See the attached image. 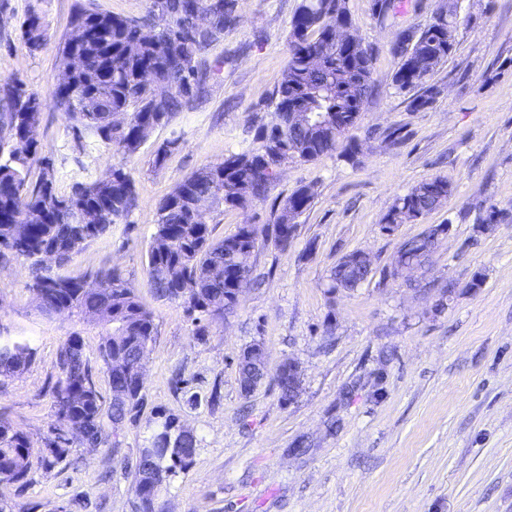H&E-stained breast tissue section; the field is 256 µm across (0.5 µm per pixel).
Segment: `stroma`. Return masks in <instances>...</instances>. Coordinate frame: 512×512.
I'll return each mask as SVG.
<instances>
[{
  "label": "stroma",
  "instance_id": "1",
  "mask_svg": "<svg viewBox=\"0 0 512 512\" xmlns=\"http://www.w3.org/2000/svg\"><path fill=\"white\" fill-rule=\"evenodd\" d=\"M438 3L404 0L381 22L372 0H347L373 50V94L352 131L360 162L328 154L291 163L269 200L207 211L219 238L243 224L262 229L252 257L261 284L233 314L196 323L181 302L149 287L157 209L192 172L249 145L251 117L272 110L297 0H236L238 24L202 56L204 93L128 158L93 134L74 138L54 97L58 48L76 7L134 18L149 0H0V85L20 81L38 96L35 139L54 166L57 193L121 165L138 194L127 223L89 240L58 272L91 282L119 268L156 326L132 418L105 425L98 447L72 441L60 464L33 468L27 485L0 482V512H135L138 451L168 417L198 444L191 464L162 486L165 512H512V217L491 233L479 227L489 205L512 214V0H460L456 49L431 78L441 93L415 111L411 92L393 82L391 46L399 31L425 26ZM32 7L47 33L34 53L21 29ZM169 141L172 151L156 163ZM435 176L452 187L447 203L386 233L395 198ZM303 185L315 197L294 238L279 245L272 202ZM431 224L450 231L428 264L393 277L401 242ZM355 251L369 255L372 274L355 290L331 288L333 268ZM36 273L29 259L0 257V337L36 351L25 372L0 376V419L39 448L55 424L60 347L78 336L97 358L103 328L42 315L30 289ZM256 343L271 375L247 395L238 363ZM287 360L301 379L289 402L272 375Z\"/></svg>",
  "mask_w": 512,
  "mask_h": 512
}]
</instances>
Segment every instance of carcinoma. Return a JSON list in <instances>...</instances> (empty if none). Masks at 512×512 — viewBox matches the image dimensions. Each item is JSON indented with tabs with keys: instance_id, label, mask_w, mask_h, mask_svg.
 Instances as JSON below:
<instances>
[{
	"instance_id": "carcinoma-1",
	"label": "carcinoma",
	"mask_w": 512,
	"mask_h": 512,
	"mask_svg": "<svg viewBox=\"0 0 512 512\" xmlns=\"http://www.w3.org/2000/svg\"><path fill=\"white\" fill-rule=\"evenodd\" d=\"M163 11L169 28L155 25V14ZM188 0H152L147 14L130 19L80 9L72 23L83 33L76 46L78 60L69 81L57 86L58 107L72 121L75 136L90 130L115 151L135 154L156 127L167 122L185 99L201 88L202 53L235 26L234 0L213 6L209 27L196 29L189 23ZM348 15L346 0H299L290 22L288 62L275 92L269 119L257 127L248 148L191 173L177 192L166 196L158 207L147 274L153 292L160 298L177 300L180 282L195 284L199 298L210 309L194 317H222L234 311L235 289L251 286L254 253L262 230L253 233L238 228L231 236L213 238V228L196 220L200 208L247 207L264 201L277 182L274 172L289 163H306L333 153L355 164L360 152L357 140L348 135L358 123L373 92L372 50L351 53L330 42L327 34ZM457 13L449 0H441L431 22L418 30L408 51L392 50L399 59L393 81L400 90L418 88L412 108L425 109L440 94L428 83L431 74L453 53ZM22 39L29 51L39 50L45 40L40 13L30 10L22 24ZM310 111L315 123L288 119L289 108L312 90ZM7 112L0 115V248L27 259L39 260L45 251L69 261L84 244L112 225L126 221L137 207L134 182L123 168L114 167L105 176L77 182L67 196L56 193L53 164L38 155L37 146L26 153L12 143L41 120V102L20 82L0 88ZM347 132L336 141V128ZM38 180L29 183L33 166ZM452 193L448 180L433 177L413 186L395 199L384 217V229L423 218L436 211ZM313 194L302 186L279 204L273 217L276 240L288 245L297 219L310 206ZM224 277L213 274L216 264ZM98 287L84 289L77 277L36 275L30 289L38 309L47 314H77L92 318L104 328L97 364L84 351L80 337H71L59 350V376L53 388V412L57 426L35 449L27 434L0 420V482H28L33 458L45 470L63 461L62 432L81 429L79 440L95 448L103 440V420L123 423L141 402V386L133 374H114L113 360L130 367L144 365L154 336V317L140 302L135 289L117 268L97 274ZM333 287L352 290L366 281L359 266L340 262L331 274ZM34 349L25 341H0V375L23 372L32 363ZM105 373L112 393L108 413H102L101 396L94 371ZM169 426L162 422L151 438V446L137 459L133 489L137 512H155L161 487L158 472L186 466L195 455L197 439L189 434L176 447L167 443Z\"/></svg>"
}]
</instances>
